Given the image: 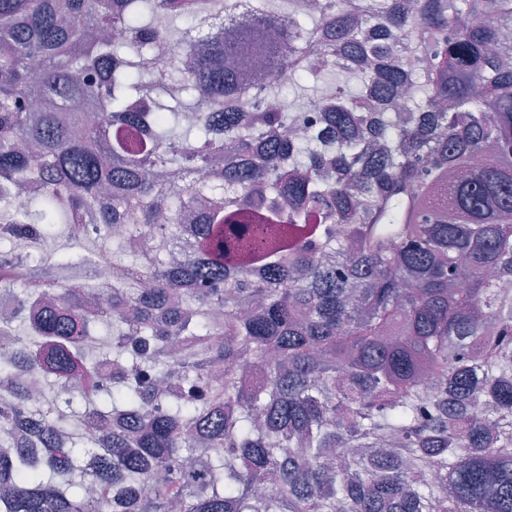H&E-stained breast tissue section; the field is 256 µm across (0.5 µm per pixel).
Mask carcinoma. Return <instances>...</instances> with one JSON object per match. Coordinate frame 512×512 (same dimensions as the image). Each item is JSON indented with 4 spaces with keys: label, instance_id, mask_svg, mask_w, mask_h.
Masks as SVG:
<instances>
[{
    "label": "carcinoma",
    "instance_id": "cac0c4a2",
    "mask_svg": "<svg viewBox=\"0 0 512 512\" xmlns=\"http://www.w3.org/2000/svg\"><path fill=\"white\" fill-rule=\"evenodd\" d=\"M287 4L0 0V512H512V0Z\"/></svg>",
    "mask_w": 512,
    "mask_h": 512
}]
</instances>
